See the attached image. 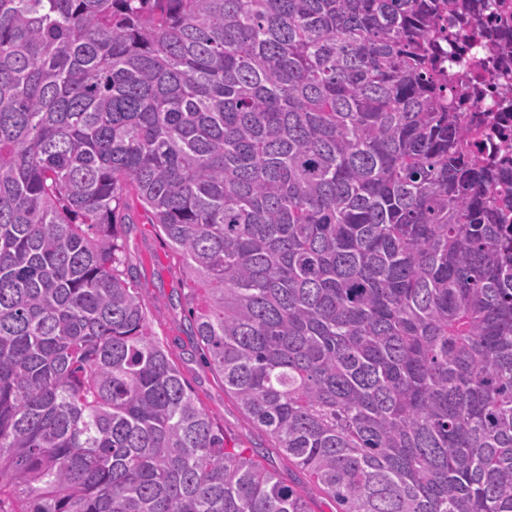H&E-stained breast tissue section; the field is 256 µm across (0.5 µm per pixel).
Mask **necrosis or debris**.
Wrapping results in <instances>:
<instances>
[{
    "instance_id": "necrosis-or-debris-1",
    "label": "necrosis or debris",
    "mask_w": 512,
    "mask_h": 512,
    "mask_svg": "<svg viewBox=\"0 0 512 512\" xmlns=\"http://www.w3.org/2000/svg\"><path fill=\"white\" fill-rule=\"evenodd\" d=\"M439 24L451 36L450 52L474 63L467 107L488 115L476 154L481 162H496L512 182V91L503 81L512 74V0L502 12L490 0H463L462 9L444 13Z\"/></svg>"
}]
</instances>
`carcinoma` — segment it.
Segmentation results:
<instances>
[{"mask_svg":"<svg viewBox=\"0 0 512 512\" xmlns=\"http://www.w3.org/2000/svg\"><path fill=\"white\" fill-rule=\"evenodd\" d=\"M457 3L0 0V512H311L152 334L131 192L336 512H512V207L428 54Z\"/></svg>","mask_w":512,"mask_h":512,"instance_id":"obj_1","label":"carcinoma"}]
</instances>
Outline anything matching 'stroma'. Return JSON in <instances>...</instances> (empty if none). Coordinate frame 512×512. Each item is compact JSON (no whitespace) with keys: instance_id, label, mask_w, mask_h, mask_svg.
Returning a JSON list of instances; mask_svg holds the SVG:
<instances>
[{"instance_id":"stroma-1","label":"stroma","mask_w":512,"mask_h":512,"mask_svg":"<svg viewBox=\"0 0 512 512\" xmlns=\"http://www.w3.org/2000/svg\"><path fill=\"white\" fill-rule=\"evenodd\" d=\"M126 218L125 246L149 307L153 333L173 352L183 378L200 404L223 426L227 441L262 449L273 469L282 477H290L294 466L225 394L223 380L206 368L203 352L191 334L178 260L136 197L128 199Z\"/></svg>"}]
</instances>
